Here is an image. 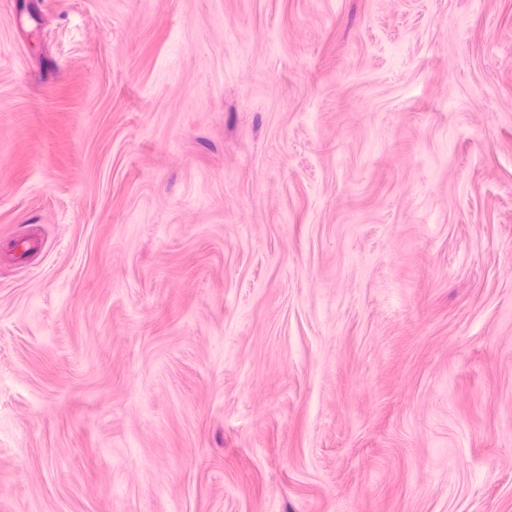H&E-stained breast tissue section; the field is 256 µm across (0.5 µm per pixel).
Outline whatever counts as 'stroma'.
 Listing matches in <instances>:
<instances>
[{
    "label": "stroma",
    "mask_w": 512,
    "mask_h": 512,
    "mask_svg": "<svg viewBox=\"0 0 512 512\" xmlns=\"http://www.w3.org/2000/svg\"><path fill=\"white\" fill-rule=\"evenodd\" d=\"M0 512H512V0H0Z\"/></svg>",
    "instance_id": "1"
}]
</instances>
